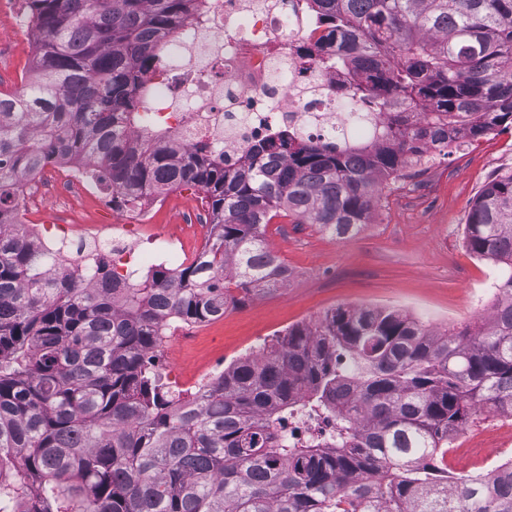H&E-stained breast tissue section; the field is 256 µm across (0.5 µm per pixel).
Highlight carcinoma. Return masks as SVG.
Wrapping results in <instances>:
<instances>
[{"label":"carcinoma","mask_w":512,"mask_h":512,"mask_svg":"<svg viewBox=\"0 0 512 512\" xmlns=\"http://www.w3.org/2000/svg\"><path fill=\"white\" fill-rule=\"evenodd\" d=\"M188 2L25 0L34 58L0 94V512H512V461L484 475L441 462L477 410L512 413V168L465 224L470 251L500 265L478 325L431 331L397 309L339 307L182 404L148 360L168 318L215 320L288 284L265 244L275 217L352 237L388 180L450 147L448 131L512 127V0H310L382 119L366 145L282 134L236 172L206 144L142 132V65ZM67 160L101 166L124 205L198 188L214 227L205 256L146 276L103 259L87 279L56 270L15 230L17 185ZM284 414L312 420L305 437L277 431Z\"/></svg>","instance_id":"cac0c4a2"}]
</instances>
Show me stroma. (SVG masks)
Instances as JSON below:
<instances>
[{
  "label": "stroma",
  "mask_w": 512,
  "mask_h": 512,
  "mask_svg": "<svg viewBox=\"0 0 512 512\" xmlns=\"http://www.w3.org/2000/svg\"><path fill=\"white\" fill-rule=\"evenodd\" d=\"M23 8L24 0H0V92L19 88L18 77L28 73L33 58L32 39L15 32ZM504 167H512V128L479 139L466 151L436 156L415 184L385 189L372 223L353 237L335 239L293 215L275 218L266 244L291 272L287 287L252 296L204 330L174 339L173 364L192 376L216 355L232 362L259 346L261 338L339 306L399 309L436 329L478 322L471 294L495 265L467 248L464 225L479 190ZM197 197L190 187L167 192L151 219L155 230L179 234L185 225L208 223ZM63 217L70 224H116L135 214L113 201L107 189L70 198ZM487 418V412L477 411L458 433V445L467 451L460 469L476 465L475 450L499 447L501 437L486 429Z\"/></svg>",
  "instance_id": "stroma-1"
}]
</instances>
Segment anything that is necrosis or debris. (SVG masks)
Returning a JSON list of instances; mask_svg holds the SVG:
<instances>
[{"label": "necrosis or debris", "mask_w": 512, "mask_h": 512, "mask_svg": "<svg viewBox=\"0 0 512 512\" xmlns=\"http://www.w3.org/2000/svg\"><path fill=\"white\" fill-rule=\"evenodd\" d=\"M335 59V41L298 0H205L203 12L191 13L167 38L150 72L156 90L150 117L165 123L177 143H208L228 170L239 169L250 148L289 129L327 142L345 133L368 141L370 123L358 117L354 88ZM46 185L67 195L99 193L105 181L90 161L45 166L19 183L23 213L42 211ZM163 203L160 195L139 203L133 224L41 221L24 230L76 276L84 275L93 244L121 269H172L202 255L210 227L202 225L190 253L179 235L147 234ZM152 360L181 399L224 369L219 358L189 380L162 354Z\"/></svg>", "instance_id": "obj_1"}]
</instances>
